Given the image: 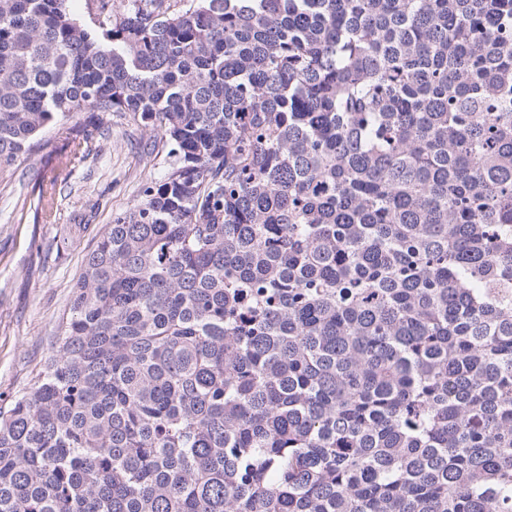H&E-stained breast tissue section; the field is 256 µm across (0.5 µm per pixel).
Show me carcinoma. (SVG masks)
<instances>
[{"mask_svg":"<svg viewBox=\"0 0 512 512\" xmlns=\"http://www.w3.org/2000/svg\"><path fill=\"white\" fill-rule=\"evenodd\" d=\"M174 163L0 406V512H512V0H0V173ZM131 0H69L71 15L89 30L101 33L112 29V22L133 5Z\"/></svg>","mask_w":512,"mask_h":512,"instance_id":"carcinoma-1","label":"carcinoma"}]
</instances>
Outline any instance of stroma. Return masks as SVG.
Wrapping results in <instances>:
<instances>
[{
    "mask_svg": "<svg viewBox=\"0 0 512 512\" xmlns=\"http://www.w3.org/2000/svg\"><path fill=\"white\" fill-rule=\"evenodd\" d=\"M132 0H69L89 30L111 29ZM86 135L70 158L73 131ZM52 152L0 174V398L30 390L69 313L85 256L115 214L167 173L165 140L121 112H73L43 134Z\"/></svg>",
    "mask_w": 512,
    "mask_h": 512,
    "instance_id": "stroma-1",
    "label": "stroma"
}]
</instances>
